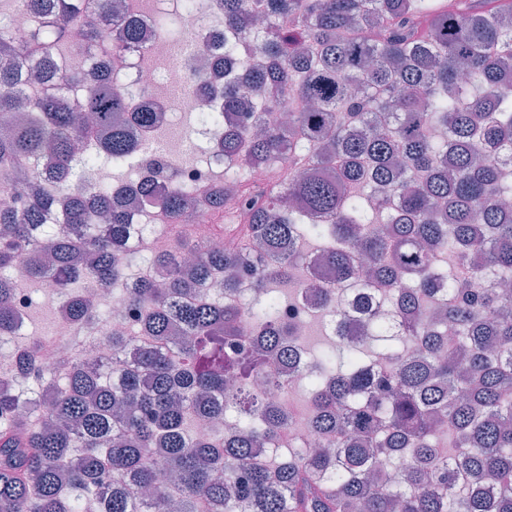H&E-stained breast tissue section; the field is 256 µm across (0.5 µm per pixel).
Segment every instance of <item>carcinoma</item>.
I'll return each mask as SVG.
<instances>
[{
	"label": "carcinoma",
	"instance_id": "1",
	"mask_svg": "<svg viewBox=\"0 0 512 512\" xmlns=\"http://www.w3.org/2000/svg\"><path fill=\"white\" fill-rule=\"evenodd\" d=\"M222 2L224 27L241 26L245 0ZM430 2L263 0L266 26L225 49L224 70L261 63L222 89L190 81L224 111L214 152L265 163L288 151L314 173L237 197L257 249L179 240L154 253L164 285L142 279L116 297L138 319V355L129 361L127 338L114 335L101 370L83 360L102 319L80 284L121 281L134 250L126 205L89 189L94 166L78 144L118 161L156 113L96 65L68 77L80 87L69 106L26 93L22 54L42 57L37 81H56L75 18L110 17L114 0H25L26 44L0 28V342L20 334L19 265L28 284L53 287L74 325L65 383L43 373L35 338L0 370V512H75L83 500L94 512H512V295L476 287L512 279V0ZM373 25L382 38L364 34ZM140 37L132 22L114 33L118 48ZM254 93L264 130L251 137L237 116ZM282 110L290 124L268 121ZM139 197L175 218L187 209L160 181ZM92 212L108 223H88ZM299 235L326 244L321 269L294 249ZM359 259L395 310L393 334L382 317L350 323L365 303H342L340 289ZM218 271L226 291L252 276L246 305L191 295ZM302 279L336 329L329 350L300 348L305 415L326 442L300 455L283 442L298 414L254 384L302 340L270 285ZM211 417L224 420L221 439L196 437Z\"/></svg>",
	"mask_w": 512,
	"mask_h": 512
}]
</instances>
